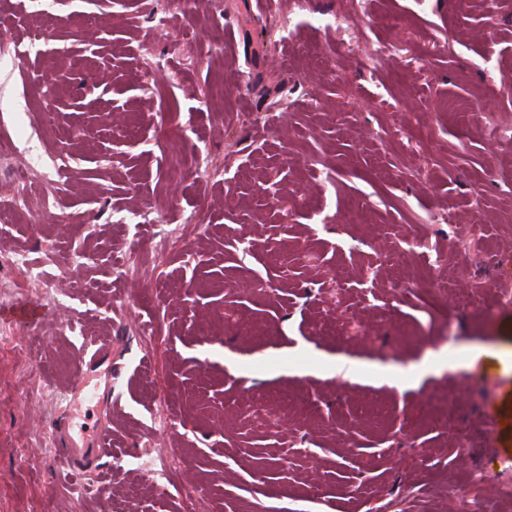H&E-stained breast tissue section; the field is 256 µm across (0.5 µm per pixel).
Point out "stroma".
Instances as JSON below:
<instances>
[{
	"label": "stroma",
	"mask_w": 512,
	"mask_h": 512,
	"mask_svg": "<svg viewBox=\"0 0 512 512\" xmlns=\"http://www.w3.org/2000/svg\"><path fill=\"white\" fill-rule=\"evenodd\" d=\"M254 2L54 0L60 53L0 66V196L26 149L73 165L0 237L1 286H26L23 250L63 291L0 339V512H180L155 457L203 487L200 512H458L434 487L476 469L474 498L512 512V429L486 422L512 420V147L488 129L512 126V0H365L341 33L304 20L344 0ZM144 199L163 225L199 212L200 234L143 256L145 228L113 217ZM156 284L158 314L136 304ZM103 336L112 448L88 469L118 493L79 501L44 394Z\"/></svg>",
	"instance_id": "obj_1"
}]
</instances>
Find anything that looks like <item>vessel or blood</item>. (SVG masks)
Wrapping results in <instances>:
<instances>
[{
    "mask_svg": "<svg viewBox=\"0 0 512 512\" xmlns=\"http://www.w3.org/2000/svg\"><path fill=\"white\" fill-rule=\"evenodd\" d=\"M43 313L36 304H21L15 307H0V318L10 321L32 322ZM75 399L86 410L95 414L101 411L107 401V394L101 393L97 381L87 378L74 391ZM54 432L58 438V466L66 481L81 495L103 493V486H91L83 477V467L90 460L106 451L108 428L105 423L91 427L75 422L73 415L63 414L58 419Z\"/></svg>",
    "mask_w": 512,
    "mask_h": 512,
    "instance_id": "obj_1",
    "label": "vessel or blood"
}]
</instances>
